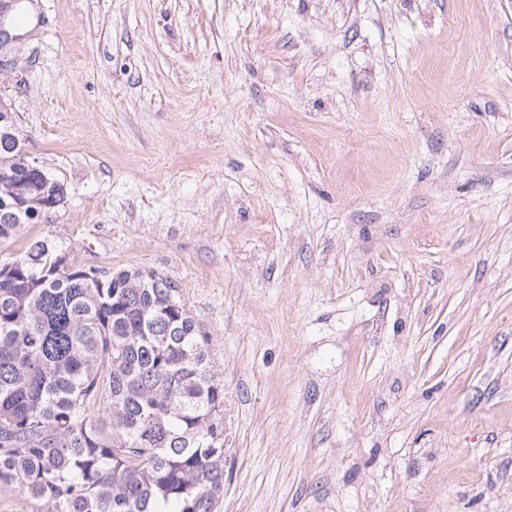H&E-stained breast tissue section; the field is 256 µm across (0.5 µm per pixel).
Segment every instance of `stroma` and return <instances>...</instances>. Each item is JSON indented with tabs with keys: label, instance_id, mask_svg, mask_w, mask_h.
Segmentation results:
<instances>
[{
	"label": "stroma",
	"instance_id": "1",
	"mask_svg": "<svg viewBox=\"0 0 512 512\" xmlns=\"http://www.w3.org/2000/svg\"><path fill=\"white\" fill-rule=\"evenodd\" d=\"M5 17L0 101L66 202L0 261L178 286L224 381L216 512H512V0Z\"/></svg>",
	"mask_w": 512,
	"mask_h": 512
}]
</instances>
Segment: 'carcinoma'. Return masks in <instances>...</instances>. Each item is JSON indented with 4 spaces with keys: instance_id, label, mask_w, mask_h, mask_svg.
<instances>
[{
    "instance_id": "cac0c4a2",
    "label": "carcinoma",
    "mask_w": 512,
    "mask_h": 512,
    "mask_svg": "<svg viewBox=\"0 0 512 512\" xmlns=\"http://www.w3.org/2000/svg\"><path fill=\"white\" fill-rule=\"evenodd\" d=\"M29 163L22 134L0 129V239L63 192ZM93 270L40 239L0 262V482L34 512H215L224 383L209 332L153 287L159 272ZM158 322L168 335H151Z\"/></svg>"
}]
</instances>
